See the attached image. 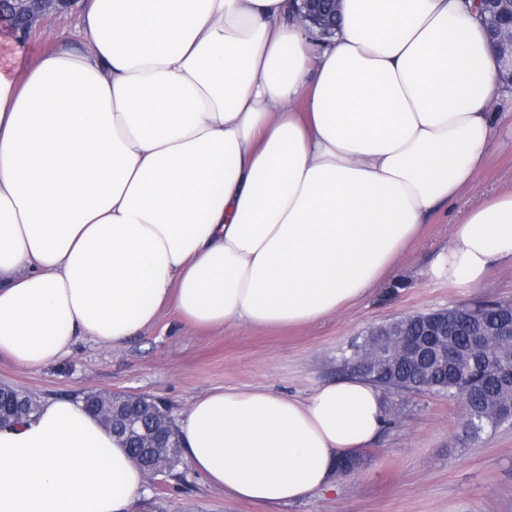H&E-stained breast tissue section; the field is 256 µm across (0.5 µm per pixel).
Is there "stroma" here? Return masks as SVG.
Masks as SVG:
<instances>
[{
    "label": "stroma",
    "mask_w": 512,
    "mask_h": 512,
    "mask_svg": "<svg viewBox=\"0 0 512 512\" xmlns=\"http://www.w3.org/2000/svg\"><path fill=\"white\" fill-rule=\"evenodd\" d=\"M80 6L48 17L27 35L23 50L35 58L52 46L56 32L77 37ZM495 135L484 166L457 199L437 211L399 258L381 287L321 321L293 329L192 328L170 310L123 346L92 340L54 365L23 369L0 358V383L41 399L70 398L83 388L156 397L172 415L218 388H266L306 397L318 384L341 377L336 357L356 337L383 322L458 304L512 303V264L490 270L475 288H453L431 267L446 251L459 212L485 196L512 187V87L492 104ZM395 424L363 449V466L338 475L330 488L280 505L278 512H512V426L462 442L463 410L440 394L384 393ZM181 483L146 487L131 512H261L207 486L189 462L178 467Z\"/></svg>",
    "instance_id": "35a3bbf8"
}]
</instances>
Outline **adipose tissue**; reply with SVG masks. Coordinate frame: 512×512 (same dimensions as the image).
<instances>
[{"label": "adipose tissue", "mask_w": 512, "mask_h": 512, "mask_svg": "<svg viewBox=\"0 0 512 512\" xmlns=\"http://www.w3.org/2000/svg\"><path fill=\"white\" fill-rule=\"evenodd\" d=\"M294 0H82L81 45L0 65V357L193 327L288 329L378 287L486 158L499 61L468 0H340L313 40ZM512 262V188L463 212L435 275ZM351 375L305 399L216 389L175 421L225 496L330 486L386 426ZM142 472L99 420L43 401L0 428V512H129Z\"/></svg>", "instance_id": "ef3b65f1"}]
</instances>
